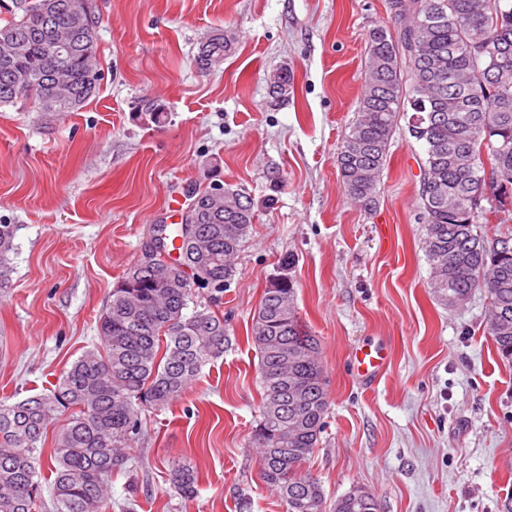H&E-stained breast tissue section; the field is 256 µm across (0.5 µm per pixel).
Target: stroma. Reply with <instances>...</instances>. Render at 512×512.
<instances>
[{
	"instance_id": "1",
	"label": "stroma",
	"mask_w": 512,
	"mask_h": 512,
	"mask_svg": "<svg viewBox=\"0 0 512 512\" xmlns=\"http://www.w3.org/2000/svg\"><path fill=\"white\" fill-rule=\"evenodd\" d=\"M104 78L77 112L0 108V400L41 393L86 350L126 270L175 224L195 189L244 190L257 219L220 297L230 344L182 398L145 408L113 475L111 512H287L250 443L261 401L252 318L294 255L297 315L320 342L326 426L304 474L327 501L362 487L379 512H501L512 497V362L488 335V297L460 309L430 294L419 190L423 147L392 138L374 203L351 202L338 149L358 116L370 29L388 0H93ZM235 39L200 72V43ZM294 75L269 104L268 77ZM164 106L161 120L144 101ZM362 344L386 348L372 381L352 369ZM186 461L197 493L170 487ZM231 35L224 34V30L216 29L199 45L195 64L202 72H210L224 62L234 46Z\"/></svg>"
}]
</instances>
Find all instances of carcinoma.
<instances>
[{"instance_id": "1", "label": "carcinoma", "mask_w": 512, "mask_h": 512, "mask_svg": "<svg viewBox=\"0 0 512 512\" xmlns=\"http://www.w3.org/2000/svg\"><path fill=\"white\" fill-rule=\"evenodd\" d=\"M392 27L369 32L358 116L338 152L351 201H374L400 120L422 144L419 193L430 266L429 288L448 308L486 290L487 330L498 354L512 360V236L488 238L477 225L506 222L512 211V0H388ZM91 0H15L0 24V107L30 101L39 112H77L103 80ZM234 46L213 31L195 64L210 72ZM272 103L288 100L293 74L269 79ZM197 234L175 237L176 263L134 265L99 321L103 350L81 355L52 388L0 402V512H36L40 499L38 444L56 416L53 512H105L109 479L126 469L127 449L147 405L181 397L208 362L224 355V318L207 310L186 315L191 283L180 266L199 272L194 284L221 294L252 229L254 204L230 186L196 194ZM285 273L265 288L251 339L262 391L252 435L261 475L287 512H378L374 495L357 488L327 504L321 486L301 473L319 446L328 410L318 340L297 316L295 281ZM177 494L196 492L194 471L170 464Z\"/></svg>"}]
</instances>
